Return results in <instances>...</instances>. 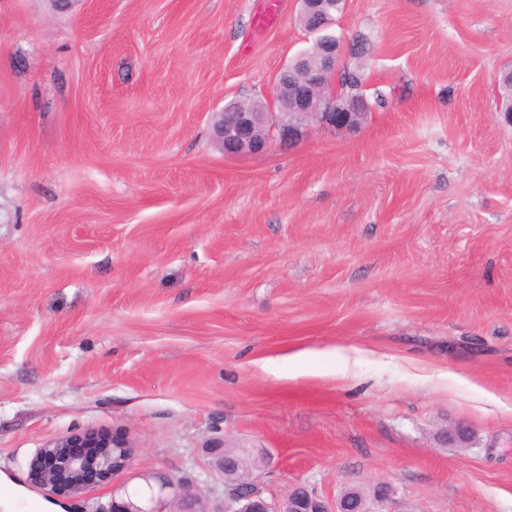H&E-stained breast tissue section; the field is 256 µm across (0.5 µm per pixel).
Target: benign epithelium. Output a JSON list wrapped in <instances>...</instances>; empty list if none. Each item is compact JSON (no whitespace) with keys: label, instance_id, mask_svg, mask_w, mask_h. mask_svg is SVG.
Segmentation results:
<instances>
[{"label":"benign epithelium","instance_id":"1","mask_svg":"<svg viewBox=\"0 0 512 512\" xmlns=\"http://www.w3.org/2000/svg\"><path fill=\"white\" fill-rule=\"evenodd\" d=\"M332 0H301L300 25L314 37L317 51L295 55L280 70L270 99L247 105H230L213 113L215 138L228 157L259 154L272 144L295 145L304 123L315 121L323 128L354 130L365 120L367 105L361 94H336V80L343 54L342 43L331 32L328 13ZM250 448H225L219 455V471L227 476L243 468ZM133 446L109 433L87 430L55 438L38 449L28 462L30 480L42 491L78 496L86 489L85 475L125 471L131 465ZM149 494L133 498L112 489V502L98 512H374L367 500L342 494L330 500L304 486L280 498L262 496L250 476L224 483V498L214 508L206 506L199 480L176 474H144Z\"/></svg>","mask_w":512,"mask_h":512}]
</instances>
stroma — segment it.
Wrapping results in <instances>:
<instances>
[{
	"label": "stroma",
	"instance_id": "35a3bbf8",
	"mask_svg": "<svg viewBox=\"0 0 512 512\" xmlns=\"http://www.w3.org/2000/svg\"><path fill=\"white\" fill-rule=\"evenodd\" d=\"M264 3L0 0V473L63 512L151 471L215 500L229 444L268 453L267 498L384 482L388 512H512V414L485 397L512 403V123L491 95L512 0H346L332 30L369 37L385 107L228 157L211 113L270 98L313 43L298 0L256 34ZM88 428L134 446L129 470L33 486L36 451Z\"/></svg>",
	"mask_w": 512,
	"mask_h": 512
}]
</instances>
